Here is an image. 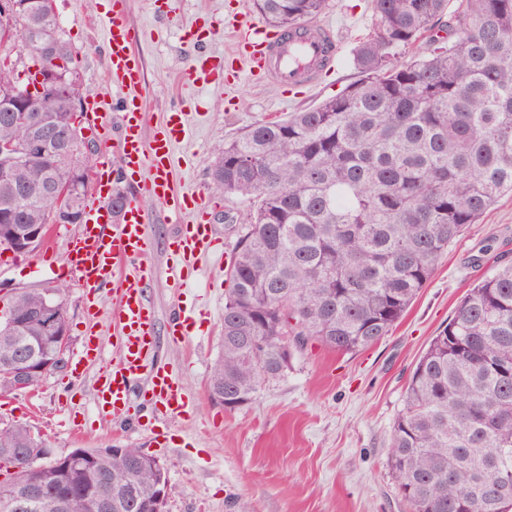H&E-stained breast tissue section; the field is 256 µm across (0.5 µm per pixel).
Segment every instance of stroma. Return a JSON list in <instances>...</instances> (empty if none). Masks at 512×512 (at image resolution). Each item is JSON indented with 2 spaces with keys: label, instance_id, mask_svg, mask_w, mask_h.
Listing matches in <instances>:
<instances>
[{
  "label": "stroma",
  "instance_id": "stroma-1",
  "mask_svg": "<svg viewBox=\"0 0 512 512\" xmlns=\"http://www.w3.org/2000/svg\"><path fill=\"white\" fill-rule=\"evenodd\" d=\"M109 0H56V11L75 52L85 95L112 109L119 91L105 79V27L100 19ZM169 13L154 0H125L129 23L141 32L134 51L142 67L138 93L147 130L163 123L172 107L187 112L186 140L176 148L173 184L180 192L211 198V222L223 252L234 242L227 216L243 219L238 196L213 194L211 168L216 146L250 123L287 118L315 106L355 81L353 50L371 25L369 0H331L324 23L342 28L344 39L334 73L306 95L281 91L248 74L221 84L195 85L188 79L198 52L182 38L184 27L216 22L221 31L212 53L233 46L229 12L257 20L252 0H169ZM512 253V194L498 198L480 223L466 227L451 243L403 319L378 343L354 353L315 345L294 355L287 371L266 385L253 402L232 412L208 395L211 366L224 343L226 263L202 260L182 287L155 275L148 288L159 323L175 305L198 319L190 336L173 342L156 333L157 360L193 402L187 415L150 427L115 433L94 404L99 363L80 379L59 367L27 394L0 396V421L26 422L43 435L53 455L76 448H137L157 457L173 492L165 512H407L387 465L393 421L403 404L412 369L431 338L452 317L467 288ZM12 254L0 255V281L39 291L61 289L68 310L69 347H80L87 300L76 278L22 277Z\"/></svg>",
  "mask_w": 512,
  "mask_h": 512
}]
</instances>
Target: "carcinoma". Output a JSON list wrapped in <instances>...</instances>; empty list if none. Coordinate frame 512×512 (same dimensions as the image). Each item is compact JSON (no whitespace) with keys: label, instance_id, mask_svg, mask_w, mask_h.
I'll return each mask as SVG.
<instances>
[{"label":"carcinoma","instance_id":"1","mask_svg":"<svg viewBox=\"0 0 512 512\" xmlns=\"http://www.w3.org/2000/svg\"><path fill=\"white\" fill-rule=\"evenodd\" d=\"M453 10H448L449 4ZM9 38L0 34V89L33 86L31 67L62 84L46 113L63 128L80 118L75 54L55 0H16ZM330 0H254L271 27L316 23ZM372 22L353 63L360 78L285 120L257 121L218 147L212 189L247 202L226 272L224 346L209 394L224 410L256 399L293 353L319 344L367 348L402 318L451 244L502 195L512 193V0H370ZM447 23H441L444 16ZM67 155H37L0 179V237L14 224H49L44 185L68 171ZM32 201L21 206L17 188ZM16 308L25 342L49 356L32 311ZM26 423L0 424V496L33 483L27 512H53L58 458ZM388 466L411 512H512V261L470 288L418 359L390 434ZM112 497L138 498L155 512L151 488L169 484L159 461L136 469L112 459ZM80 495L105 477L75 470Z\"/></svg>","mask_w":512,"mask_h":512}]
</instances>
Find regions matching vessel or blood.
<instances>
[{
    "mask_svg": "<svg viewBox=\"0 0 512 512\" xmlns=\"http://www.w3.org/2000/svg\"><path fill=\"white\" fill-rule=\"evenodd\" d=\"M103 20L107 28L105 50L107 79L124 91L116 105L122 114V126L116 151L120 171L142 190L141 196L128 198L119 218H111L102 200L109 195L110 159H103L95 174L100 198L86 208L87 220L71 243L66 261H58L54 244H47L40 255L15 263L17 271L45 272L64 279L78 274L88 298L113 291L116 302L112 321L120 328L114 342L118 358L103 366L96 381V406L101 417L120 426L130 421V389L133 381L148 375L149 389L143 401L159 406L165 417L185 413L188 402L161 366L149 365L155 348V315L148 299L151 270L147 261L154 251L148 231L143 198L160 203L169 223L179 225V233L169 242L171 261L167 273L173 282H181L195 268L196 261L217 254L218 241L208 222L207 199L202 195L176 193L172 187V146L186 136L182 111L175 110L165 125L152 136L144 134V111L140 98L130 90L141 82V71L133 46L139 36L128 22L123 0H114ZM231 55L198 54L190 68L193 81L223 83L225 69H246L250 74L282 88H311L320 72L301 73L291 65L295 54L317 59H333L341 43L330 25L319 26L310 36L295 40L291 35L255 22L233 29ZM196 321L194 310L177 308L171 315L167 334L171 340H184ZM97 314H90L85 341L71 359V375L80 378L85 366L102 359Z\"/></svg>",
    "mask_w": 512,
    "mask_h": 512,
    "instance_id": "vessel-or-blood-1",
    "label": "vessel or blood"
}]
</instances>
